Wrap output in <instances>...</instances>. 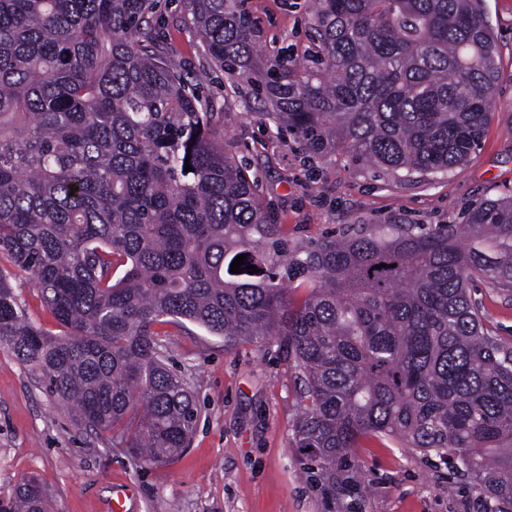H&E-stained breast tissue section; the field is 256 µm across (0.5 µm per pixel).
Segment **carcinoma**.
<instances>
[{"label":"carcinoma","instance_id":"obj_1","mask_svg":"<svg viewBox=\"0 0 512 512\" xmlns=\"http://www.w3.org/2000/svg\"><path fill=\"white\" fill-rule=\"evenodd\" d=\"M159 2L0 0V254L61 328L33 322L0 271V348L91 431L157 465L197 411L152 325L274 339L301 384L294 447L322 488L354 481L360 438L389 437L512 512V348L470 293L478 280L512 290V199L476 203L463 224L290 244L215 139L207 96L157 43ZM312 2L321 66L298 75L278 59L259 87L276 125L314 155L393 174L463 164L500 77L476 0ZM189 7L210 62L246 78L245 0ZM242 254L258 272H230ZM6 512L52 506L30 478Z\"/></svg>","mask_w":512,"mask_h":512}]
</instances>
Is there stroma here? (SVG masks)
<instances>
[{"mask_svg":"<svg viewBox=\"0 0 512 512\" xmlns=\"http://www.w3.org/2000/svg\"><path fill=\"white\" fill-rule=\"evenodd\" d=\"M247 3L262 60L285 54L307 68V0ZM480 8L501 74L492 120L464 165L408 181L341 156H310L278 131L253 84L209 62L191 32L187 0H161L160 33L165 51L211 100L225 151L247 165L289 239L306 244L376 224H460L481 199L512 195V0H480ZM472 296L492 334L512 346V295L478 281ZM154 329L196 401L194 433L174 462L141 464L108 435L86 430L38 372L0 349V500L33 476L54 512H110L119 496L126 512H488L469 478L390 438L361 440L353 450L361 490L328 500L293 446L299 386L276 342L230 349L188 321Z\"/></svg>","mask_w":512,"mask_h":512,"instance_id":"1","label":"stroma"}]
</instances>
